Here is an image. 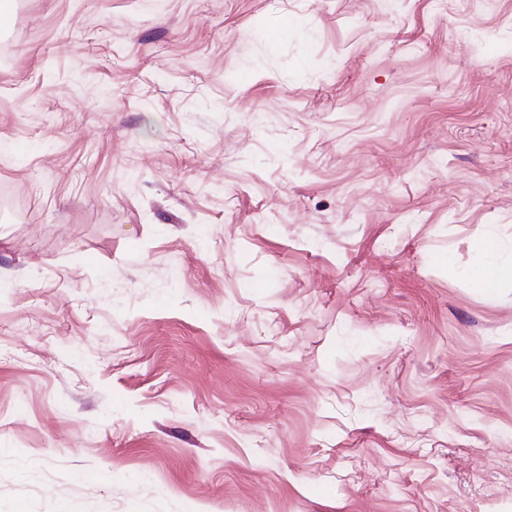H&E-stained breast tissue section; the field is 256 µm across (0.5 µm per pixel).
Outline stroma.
I'll use <instances>...</instances> for the list:
<instances>
[{"label": "stroma", "mask_w": 512, "mask_h": 512, "mask_svg": "<svg viewBox=\"0 0 512 512\" xmlns=\"http://www.w3.org/2000/svg\"><path fill=\"white\" fill-rule=\"evenodd\" d=\"M1 45L0 512H512L468 279L512 0H14Z\"/></svg>", "instance_id": "obj_1"}]
</instances>
